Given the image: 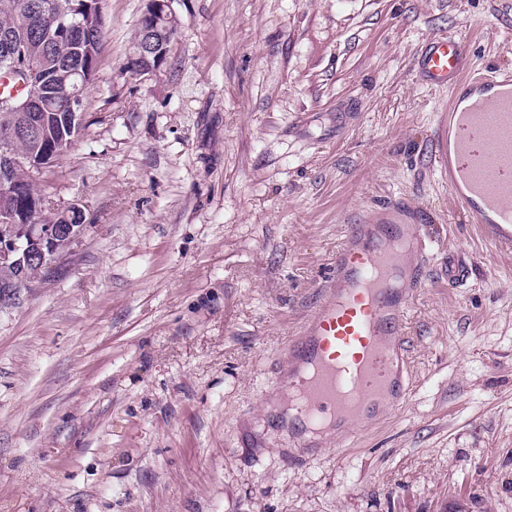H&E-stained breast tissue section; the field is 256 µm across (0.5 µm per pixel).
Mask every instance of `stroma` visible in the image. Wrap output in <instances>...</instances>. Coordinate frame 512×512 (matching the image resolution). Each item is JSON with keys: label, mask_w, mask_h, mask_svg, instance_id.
Masks as SVG:
<instances>
[{"label": "stroma", "mask_w": 512, "mask_h": 512, "mask_svg": "<svg viewBox=\"0 0 512 512\" xmlns=\"http://www.w3.org/2000/svg\"><path fill=\"white\" fill-rule=\"evenodd\" d=\"M144 7L103 0L85 127L39 181L84 230L0 311V512H512V253L454 207L448 92L416 68L435 35L512 68V0H172L167 61L138 76ZM391 198L432 233L410 392L346 447L302 445L272 385Z\"/></svg>", "instance_id": "1"}]
</instances>
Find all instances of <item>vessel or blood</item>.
Wrapping results in <instances>:
<instances>
[{
  "instance_id": "vessel-or-blood-1",
  "label": "vessel or blood",
  "mask_w": 512,
  "mask_h": 512,
  "mask_svg": "<svg viewBox=\"0 0 512 512\" xmlns=\"http://www.w3.org/2000/svg\"><path fill=\"white\" fill-rule=\"evenodd\" d=\"M470 44L435 36L417 58L428 85L450 92L434 131V158L458 210L480 234L512 249V70L469 63ZM423 224L397 200L353 224L333 258V279L291 358L288 391L297 415L331 430L365 423L371 411L406 395L407 312L424 280L417 257Z\"/></svg>"
}]
</instances>
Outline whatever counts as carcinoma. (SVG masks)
I'll return each instance as SVG.
<instances>
[{
    "instance_id": "1",
    "label": "carcinoma",
    "mask_w": 512,
    "mask_h": 512,
    "mask_svg": "<svg viewBox=\"0 0 512 512\" xmlns=\"http://www.w3.org/2000/svg\"><path fill=\"white\" fill-rule=\"evenodd\" d=\"M72 0H0V62L10 50L9 37L21 43L34 66L49 77L50 90L27 113L22 134L14 136L0 121V143L10 146L18 159L8 171L0 169V180L10 185L0 191V218L13 215L19 220L33 218L43 224L55 223L46 197L36 188L25 158L31 154L56 163L73 144L80 125L72 121L75 98L85 99L95 76L105 28L103 11L89 14L84 25L68 37L55 35L57 18L69 9ZM49 268L32 257L22 275L30 287L41 282Z\"/></svg>"
}]
</instances>
